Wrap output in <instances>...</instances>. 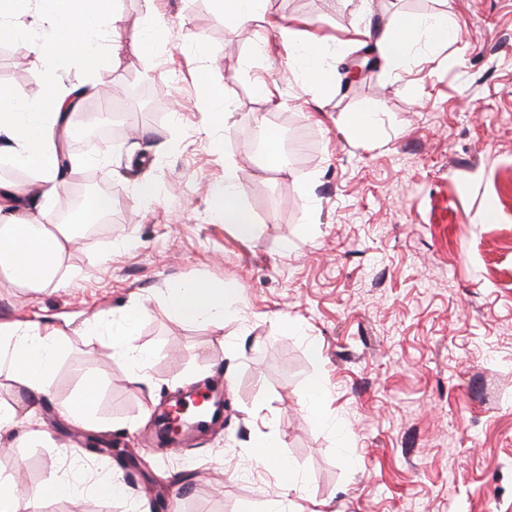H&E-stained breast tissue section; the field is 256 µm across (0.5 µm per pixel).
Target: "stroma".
Wrapping results in <instances>:
<instances>
[{"instance_id": "35a3bbf8", "label": "stroma", "mask_w": 512, "mask_h": 512, "mask_svg": "<svg viewBox=\"0 0 512 512\" xmlns=\"http://www.w3.org/2000/svg\"><path fill=\"white\" fill-rule=\"evenodd\" d=\"M114 9L124 57L103 72L111 95L85 98L81 115L119 109L127 130L102 146L84 125L67 136L65 190L43 204L57 215L94 183L113 198L112 220L71 250L69 287L0 288V321L60 333L51 395L24 424L37 437L0 454V476L82 483L39 512H169L173 496L178 512H512V0H265L297 40L334 46L336 81L321 88L263 22L244 33L215 0ZM405 13L448 14L462 36L394 67L376 62L374 39L355 41L366 22ZM14 47L0 37V86L40 98ZM361 51L375 63L348 80ZM209 98L228 126L210 123ZM368 102L380 129L362 140L349 117ZM257 125L277 129L275 152L296 132L309 147L269 164L245 151ZM229 164L254 221L246 240L217 213ZM145 179L155 201L138 196ZM197 279L237 289L242 319H176L164 291ZM140 302L134 343L150 357L139 366L84 324ZM89 375L96 424L80 429L60 408ZM220 382L222 425L159 448L156 408ZM258 433L298 473L292 489L253 457ZM123 448L140 470L122 466ZM99 479L117 493L101 497Z\"/></svg>"}]
</instances>
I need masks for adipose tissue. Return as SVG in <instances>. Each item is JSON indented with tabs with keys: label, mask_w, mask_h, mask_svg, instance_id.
Masks as SVG:
<instances>
[{
	"label": "adipose tissue",
	"mask_w": 512,
	"mask_h": 512,
	"mask_svg": "<svg viewBox=\"0 0 512 512\" xmlns=\"http://www.w3.org/2000/svg\"><path fill=\"white\" fill-rule=\"evenodd\" d=\"M55 21L52 43L24 40L46 83L45 94L28 100L16 90L0 91V153L37 176L32 184L0 181V282L31 291L46 283L69 282L66 255L75 241L68 226L48 221L32 209L35 199H50L60 193L58 178L61 141L75 122L70 114L78 97L102 95L104 82L95 78L73 91L66 83L74 55L96 60L98 26L112 13L113 0H54ZM288 45L294 68L317 86L331 85L335 72L325 65L318 43L296 41L290 27L277 19L267 21ZM460 28L447 15H402L391 19L379 33L377 44L385 59L399 61L416 45L443 44L459 39ZM221 218L236 228L241 238H249L253 224L239 203L234 168L224 173V187L217 194ZM165 305L173 316L187 323L207 322L221 326L241 314L238 299L229 288L205 280L186 282L167 289ZM142 305H134L109 323L90 322L89 333H107L116 354L145 362L147 353L133 344L136 327L143 315ZM0 344L9 348V364L16 382L30 400L51 394L50 374L57 349L55 330H40L14 322H0ZM72 483L49 474L32 494L18 489L0 492V512H32L35 501L73 494Z\"/></svg>",
	"instance_id": "obj_1"
}]
</instances>
